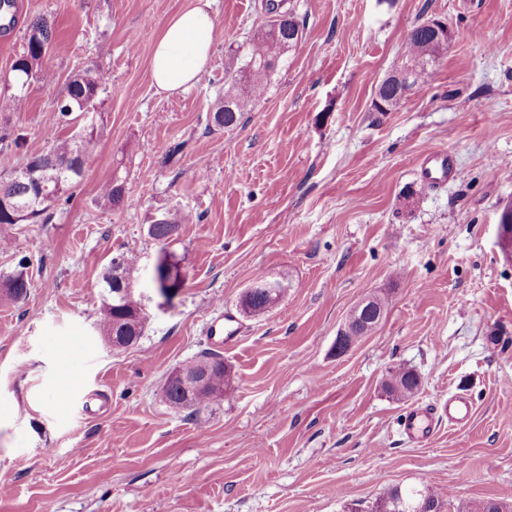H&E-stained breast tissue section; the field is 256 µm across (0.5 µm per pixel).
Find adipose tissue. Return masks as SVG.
<instances>
[{"label": "adipose tissue", "instance_id": "obj_1", "mask_svg": "<svg viewBox=\"0 0 512 512\" xmlns=\"http://www.w3.org/2000/svg\"><path fill=\"white\" fill-rule=\"evenodd\" d=\"M217 35L207 0L174 14L163 26L151 54L157 92L173 95L194 85L205 71Z\"/></svg>", "mask_w": 512, "mask_h": 512}]
</instances>
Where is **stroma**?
Instances as JSON below:
<instances>
[{"label":"stroma","instance_id":"obj_1","mask_svg":"<svg viewBox=\"0 0 512 512\" xmlns=\"http://www.w3.org/2000/svg\"><path fill=\"white\" fill-rule=\"evenodd\" d=\"M0 46L7 76L27 25L53 24L20 112H0V180L45 151L68 82L109 76L97 145L44 224L9 229L30 261L26 299H0V512H369L386 486L429 484L451 504L512 512V260L500 242L512 206V0H290L303 36L229 128L211 122L230 50L268 20L261 0H210L218 34L199 81L167 95L150 56L163 24L195 0H16ZM446 22L447 51L393 112L372 106L402 65L406 34ZM25 134L15 146L16 134ZM450 153L460 179L430 185L420 158ZM118 177L120 205L103 206ZM189 220L168 250L185 287L159 295L147 227ZM136 254L143 336H100V281ZM289 288L259 318L238 301L258 274ZM388 296L372 336L336 354L363 297ZM235 314L234 348L213 321ZM231 370L228 398L193 414L160 398L202 351ZM409 369L416 402L462 394L469 423L432 439L400 427L408 404L389 371Z\"/></svg>","mask_w":512,"mask_h":512}]
</instances>
